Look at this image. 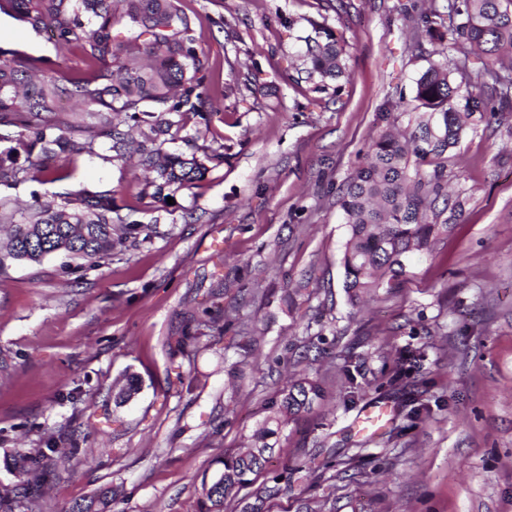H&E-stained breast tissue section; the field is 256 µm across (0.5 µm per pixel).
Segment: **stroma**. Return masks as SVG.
Returning <instances> with one entry per match:
<instances>
[{
	"label": "stroma",
	"mask_w": 512,
	"mask_h": 512,
	"mask_svg": "<svg viewBox=\"0 0 512 512\" xmlns=\"http://www.w3.org/2000/svg\"><path fill=\"white\" fill-rule=\"evenodd\" d=\"M404 2L179 0L215 107L206 125L186 116L180 150L220 159L160 210L137 200L141 171L103 145L78 157L75 182L19 186L23 204L75 183L108 189L158 232L77 270L56 257L0 270V492L27 480L18 454L58 449L44 491L14 512H70L107 486L112 512H199L224 456L303 376L324 396L274 439L261 478L286 484L272 512L331 492L336 512H512V112L464 134L451 180L463 214L410 256L399 286L361 310L344 288L336 200L377 114L391 108L404 128L428 117L416 82L441 46L415 42ZM327 42L346 65L334 80L308 56ZM1 54L57 57L4 13ZM187 329L193 344L175 352ZM406 350L424 359L398 379ZM131 378L138 392L117 404ZM375 404L385 426L354 432Z\"/></svg>",
	"instance_id": "obj_1"
}]
</instances>
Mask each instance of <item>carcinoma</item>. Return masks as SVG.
I'll list each match as a JSON object with an SVG mask.
<instances>
[{
    "mask_svg": "<svg viewBox=\"0 0 512 512\" xmlns=\"http://www.w3.org/2000/svg\"><path fill=\"white\" fill-rule=\"evenodd\" d=\"M0 12L48 29L63 60L0 59V142L15 129L31 133L22 143L37 160L23 166L0 157V223L7 225L5 261L39 262L48 256L69 268L78 260L97 262L114 241L137 244L142 225L119 214L110 190L82 188L57 205L34 201L16 219L9 191L27 181H63L75 176L76 158L95 153L101 139L112 160L135 157L155 173L140 191L160 205L201 178L194 155L168 152L184 117L209 122L213 108L210 75L189 17L176 0H0ZM416 33L462 54L431 64L417 80L415 101L430 110L410 134L399 131L396 112L378 114L380 130L337 199L348 239L342 257L344 288L352 305L383 288L396 287L413 252L429 251L463 208L448 193V160L474 119L512 112V0H447L445 11L426 8L411 17ZM482 59L467 71L469 56ZM314 71L342 74L340 50L327 43L311 51ZM460 74L464 83L456 82ZM82 109L68 116L64 101ZM319 384L299 378L270 402L272 415L251 436L250 449L224 458L223 469L202 486L200 512H270L282 487L278 480L255 485L274 445L270 439L322 399ZM58 448H40L16 460L39 486L51 472ZM247 493H242V490ZM118 492L106 487L76 502L70 512H111Z\"/></svg>",
    "mask_w": 512,
    "mask_h": 512,
    "instance_id": "carcinoma-1",
    "label": "carcinoma"
}]
</instances>
